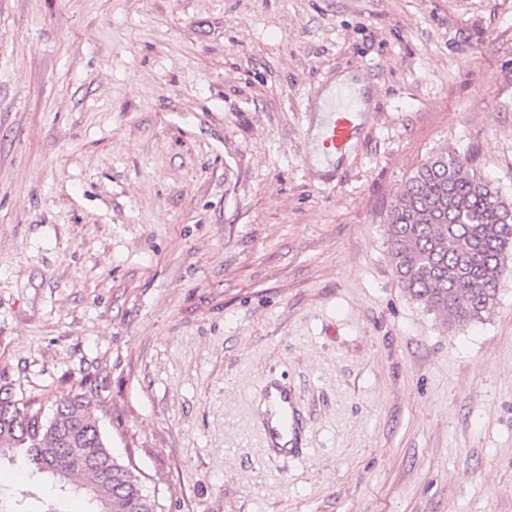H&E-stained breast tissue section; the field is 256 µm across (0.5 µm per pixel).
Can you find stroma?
Here are the masks:
<instances>
[{
	"instance_id": "stroma-1",
	"label": "stroma",
	"mask_w": 512,
	"mask_h": 512,
	"mask_svg": "<svg viewBox=\"0 0 512 512\" xmlns=\"http://www.w3.org/2000/svg\"><path fill=\"white\" fill-rule=\"evenodd\" d=\"M346 70L371 109L323 173ZM440 152L512 201V0H0V386L92 384L161 512H512V255L461 328L387 254ZM269 380L305 459L265 452ZM50 486L0 460L13 512ZM366 92V83L358 72L346 71L337 75L330 85L323 90L318 101V112L321 114L312 130L313 139L317 142L321 138L323 133L321 124L325 118L324 114L331 112L335 106L337 107L343 95H350L359 110L362 111L366 106L364 102ZM360 126L358 111L356 110L345 109L331 112L323 137L319 142L320 151L327 157L336 156L330 160L337 159L338 154L344 153L350 143L359 136Z\"/></svg>"
}]
</instances>
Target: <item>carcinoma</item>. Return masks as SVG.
Here are the masks:
<instances>
[{
  "instance_id": "obj_1",
  "label": "carcinoma",
  "mask_w": 512,
  "mask_h": 512,
  "mask_svg": "<svg viewBox=\"0 0 512 512\" xmlns=\"http://www.w3.org/2000/svg\"><path fill=\"white\" fill-rule=\"evenodd\" d=\"M388 255L408 296L465 327L497 303L505 253L512 248V202L477 174L469 158L442 152L414 171L387 213ZM34 473L48 472L58 498L81 480L90 512H156L130 468L112 455L90 401L56 403L46 421L0 395V456Z\"/></svg>"
}]
</instances>
